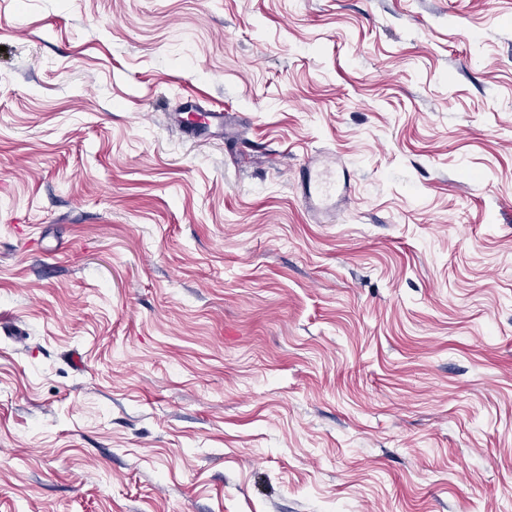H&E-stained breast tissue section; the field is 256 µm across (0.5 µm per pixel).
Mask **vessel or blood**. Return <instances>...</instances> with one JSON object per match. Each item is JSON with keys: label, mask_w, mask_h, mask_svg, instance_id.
Segmentation results:
<instances>
[{"label": "vessel or blood", "mask_w": 512, "mask_h": 512, "mask_svg": "<svg viewBox=\"0 0 512 512\" xmlns=\"http://www.w3.org/2000/svg\"><path fill=\"white\" fill-rule=\"evenodd\" d=\"M348 197L349 186L337 172L335 155L323 154L309 161L302 175L301 199L317 223H329L335 208Z\"/></svg>", "instance_id": "vessel-or-blood-1"}]
</instances>
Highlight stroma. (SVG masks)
Listing matches in <instances>:
<instances>
[{
  "label": "stroma",
  "instance_id": "35a3bbf8",
  "mask_svg": "<svg viewBox=\"0 0 512 512\" xmlns=\"http://www.w3.org/2000/svg\"><path fill=\"white\" fill-rule=\"evenodd\" d=\"M0 512H512V0H0ZM349 186L337 172L334 154H323L309 161L301 180V199L316 223L330 224L331 214L347 202Z\"/></svg>",
  "mask_w": 512,
  "mask_h": 512
}]
</instances>
